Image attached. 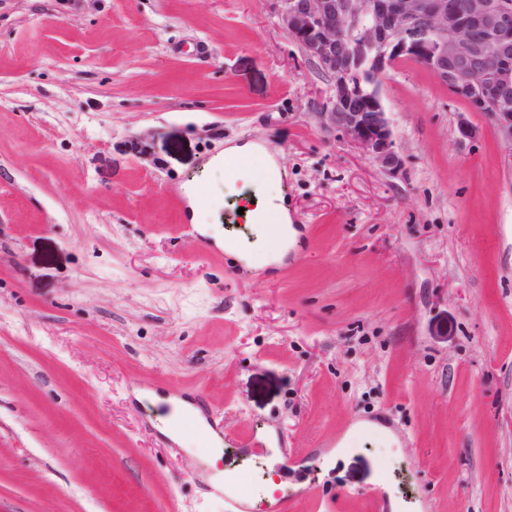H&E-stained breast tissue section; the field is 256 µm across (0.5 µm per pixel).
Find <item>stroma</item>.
<instances>
[{"label": "stroma", "instance_id": "1", "mask_svg": "<svg viewBox=\"0 0 512 512\" xmlns=\"http://www.w3.org/2000/svg\"><path fill=\"white\" fill-rule=\"evenodd\" d=\"M279 10L0 0V512H227L215 468L278 472L286 512H512V154L406 61L384 172L321 130ZM248 141L286 171L279 263L213 163ZM168 395L217 466L156 428Z\"/></svg>", "mask_w": 512, "mask_h": 512}]
</instances>
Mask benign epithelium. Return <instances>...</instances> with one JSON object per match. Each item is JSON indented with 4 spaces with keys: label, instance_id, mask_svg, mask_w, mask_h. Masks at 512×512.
<instances>
[{
    "label": "benign epithelium",
    "instance_id": "1",
    "mask_svg": "<svg viewBox=\"0 0 512 512\" xmlns=\"http://www.w3.org/2000/svg\"><path fill=\"white\" fill-rule=\"evenodd\" d=\"M282 27L331 79L321 128L395 174L401 162L382 99L387 69L409 60L495 125L512 152L508 0H280ZM489 45L500 62H486Z\"/></svg>",
    "mask_w": 512,
    "mask_h": 512
}]
</instances>
